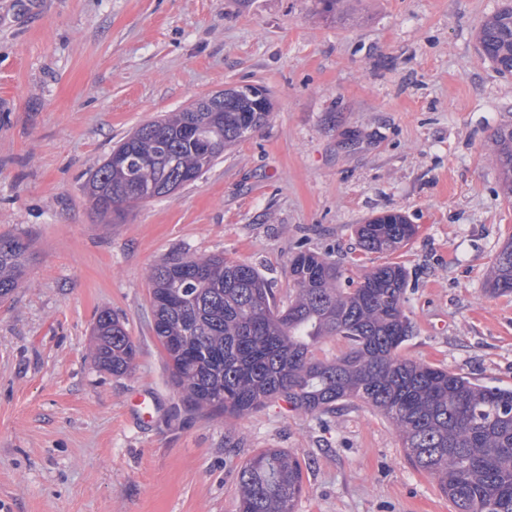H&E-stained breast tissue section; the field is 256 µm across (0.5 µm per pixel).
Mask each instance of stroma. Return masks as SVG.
Wrapping results in <instances>:
<instances>
[{
	"label": "stroma",
	"instance_id": "1",
	"mask_svg": "<svg viewBox=\"0 0 512 512\" xmlns=\"http://www.w3.org/2000/svg\"><path fill=\"white\" fill-rule=\"evenodd\" d=\"M503 3L0 0V234L33 252L0 303V512H239L237 470L259 448L300 459L296 512H454L362 402L318 418L279 398L232 422L188 412L148 275L221 253L284 302L298 251L346 269L396 261L414 326L401 355L512 388V293L487 286L512 239L490 147L512 125V77L478 41ZM244 84L270 96L260 128L124 222L99 218L85 185L118 141ZM387 211L415 236L362 253L355 225ZM104 310L136 346L122 375L91 350Z\"/></svg>",
	"mask_w": 512,
	"mask_h": 512
}]
</instances>
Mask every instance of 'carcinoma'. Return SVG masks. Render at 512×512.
I'll return each mask as SVG.
<instances>
[{
  "label": "carcinoma",
  "mask_w": 512,
  "mask_h": 512,
  "mask_svg": "<svg viewBox=\"0 0 512 512\" xmlns=\"http://www.w3.org/2000/svg\"><path fill=\"white\" fill-rule=\"evenodd\" d=\"M486 59L512 57V7L502 6L479 29ZM264 105L241 92L224 96V111L200 100L141 125L117 145L89 179L96 212L110 221L154 196L141 187L182 186L266 122ZM193 127L209 143L202 152L185 137ZM493 157L512 200V126L493 136ZM415 233L400 212L355 228L365 253L393 254ZM30 243L0 235V299L21 287ZM288 305L275 302L261 272L221 254L172 256L150 270L153 332L183 404L208 418L247 416L274 398L318 416L362 401L391 422L412 466L432 477L456 512H512V389L487 387L445 368L400 356L413 336L404 313L405 267L388 262L347 276L329 254L295 253L288 263ZM490 291L512 293V241L496 254ZM95 358L114 374L132 366L136 348L109 311L95 323ZM347 350L321 358L325 338ZM240 512H295L303 493L299 459L284 448H262L237 474Z\"/></svg>",
  "instance_id": "obj_1"
}]
</instances>
